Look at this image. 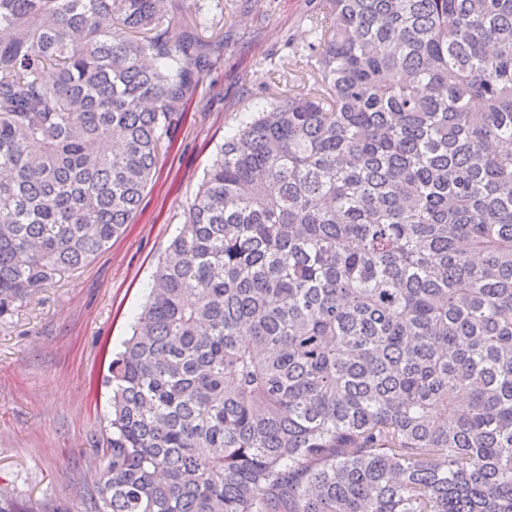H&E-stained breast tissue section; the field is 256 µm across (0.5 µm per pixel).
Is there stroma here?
I'll return each mask as SVG.
<instances>
[{"instance_id": "35a3bbf8", "label": "stroma", "mask_w": 512, "mask_h": 512, "mask_svg": "<svg viewBox=\"0 0 512 512\" xmlns=\"http://www.w3.org/2000/svg\"><path fill=\"white\" fill-rule=\"evenodd\" d=\"M196 3L200 15L223 20L224 49L172 125L131 224L92 262L0 315V489L27 512H90L109 413L103 378L217 144L267 102L312 91L298 71L318 0Z\"/></svg>"}]
</instances>
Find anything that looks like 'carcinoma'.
<instances>
[{
	"label": "carcinoma",
	"instance_id": "1",
	"mask_svg": "<svg viewBox=\"0 0 512 512\" xmlns=\"http://www.w3.org/2000/svg\"><path fill=\"white\" fill-rule=\"evenodd\" d=\"M0 0V313L108 249L224 39ZM108 365L92 512H512V0H321Z\"/></svg>",
	"mask_w": 512,
	"mask_h": 512
}]
</instances>
